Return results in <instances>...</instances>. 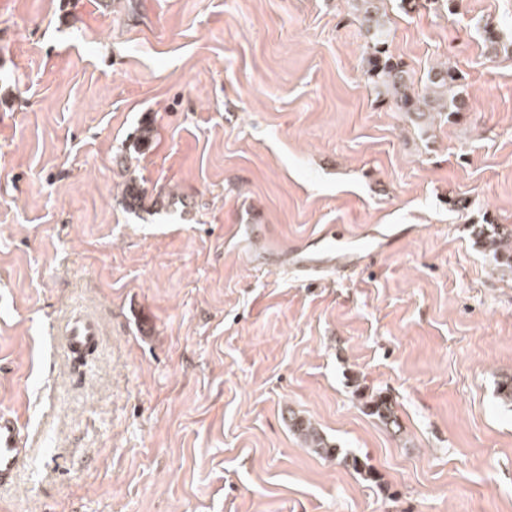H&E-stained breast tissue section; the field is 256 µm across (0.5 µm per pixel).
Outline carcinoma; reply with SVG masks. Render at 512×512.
Returning <instances> with one entry per match:
<instances>
[{
    "label": "carcinoma",
    "mask_w": 512,
    "mask_h": 512,
    "mask_svg": "<svg viewBox=\"0 0 512 512\" xmlns=\"http://www.w3.org/2000/svg\"><path fill=\"white\" fill-rule=\"evenodd\" d=\"M365 5L362 23L368 33L364 50L365 72L370 83L377 89L384 88L385 95L394 100V105L401 112L425 115L427 112H446L452 116L466 111L462 101V76L450 68H440L431 74L425 90L414 91L409 83L408 73L403 62L389 50L388 33L385 24L377 18L379 8L375 0H361ZM127 205L131 208L142 205L145 195L136 181L127 184L124 194ZM478 241L493 253L495 259L502 260L512 268V238L489 235L482 227L474 229ZM365 412L375 417L385 427L400 431L399 417L392 402L381 392H362L359 394ZM292 427L305 445L315 453L330 458L337 449L332 447L311 421L301 417L292 419Z\"/></svg>",
    "instance_id": "1"
}]
</instances>
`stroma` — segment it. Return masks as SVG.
Returning a JSON list of instances; mask_svg holds the SVG:
<instances>
[{
	"label": "stroma",
	"instance_id": "stroma-1",
	"mask_svg": "<svg viewBox=\"0 0 512 512\" xmlns=\"http://www.w3.org/2000/svg\"><path fill=\"white\" fill-rule=\"evenodd\" d=\"M358 2L0 0V410L31 448L0 512H512V269L473 233L512 230V0H382L415 90L463 77L422 120L368 81ZM325 228L333 278L266 260ZM79 309L103 336L69 359ZM365 412L375 417L386 428L390 427L395 432L400 431L399 417L392 402L382 392H361L359 394ZM291 419L294 431L297 432V435L308 448H311L315 453L326 458L335 456L337 453L336 448L329 444L310 420H304L301 417H292Z\"/></svg>",
	"mask_w": 512,
	"mask_h": 512
}]
</instances>
